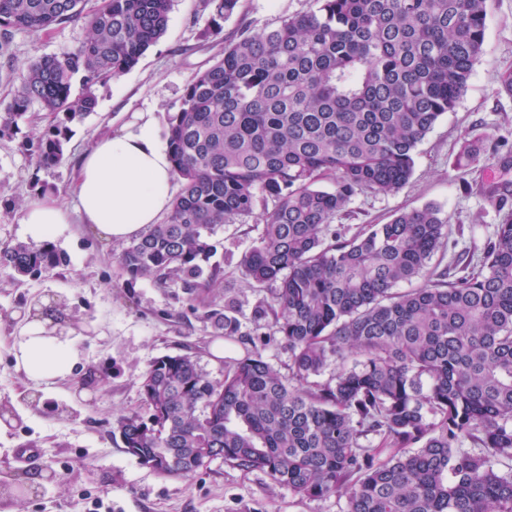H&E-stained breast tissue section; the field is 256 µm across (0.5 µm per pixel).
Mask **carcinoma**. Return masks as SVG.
<instances>
[{
	"label": "carcinoma",
	"mask_w": 512,
	"mask_h": 512,
	"mask_svg": "<svg viewBox=\"0 0 512 512\" xmlns=\"http://www.w3.org/2000/svg\"><path fill=\"white\" fill-rule=\"evenodd\" d=\"M88 2L0 0L5 39L87 27L73 51L30 63L0 112V138L35 102L55 116L37 137L43 167L63 160L93 88L163 36L172 0ZM201 2L216 39L240 0ZM486 18L487 0H317L273 30L241 28L189 84L166 132L180 190L119 267L208 290L224 275L216 227L261 210L238 267L250 287L271 286L255 318L291 363H270L264 333L243 338L235 298L205 307L212 335L247 346L220 381L191 353L149 365L143 411L116 421L140 464L186 479L221 459L309 499L346 492V512H512V214L473 269L432 264L448 250L434 206L348 239L333 224L356 194L407 184L417 145L467 88ZM483 192L504 205L512 187ZM63 264L50 242L0 245V267L19 276ZM263 331L271 334V336H268V340L269 337L271 340L265 347L266 356L272 364L281 370L282 373H288V364L290 363L288 350L284 348L280 341V337L274 333L273 328L267 327Z\"/></svg>",
	"instance_id": "1"
}]
</instances>
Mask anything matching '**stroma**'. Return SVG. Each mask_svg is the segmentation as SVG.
Segmentation results:
<instances>
[{
    "label": "stroma",
    "mask_w": 512,
    "mask_h": 512,
    "mask_svg": "<svg viewBox=\"0 0 512 512\" xmlns=\"http://www.w3.org/2000/svg\"><path fill=\"white\" fill-rule=\"evenodd\" d=\"M315 0H241L224 24L223 39L205 41L209 14L200 0H173L167 31L124 75L94 88L97 105L72 124L63 161L39 166L24 147L41 128L32 104L13 138L0 140V244L19 241L18 212L40 191L72 203L75 158L98 136L134 129L140 115H151L158 137H165L169 114L187 86L222 51L224 38L240 27L258 32L280 20L315 9ZM86 36L83 21L45 33L12 31L0 45V104L8 103L27 64L61 56ZM512 75V0H488L484 52L469 85L452 112L445 114L418 145L409 182L392 194L363 192L335 218L338 228L354 235L366 224H385L399 213L433 205L449 224L448 251L440 265L456 256L480 257L495 236L505 211L480 193V185L512 182V92L502 82ZM480 150L477 161L465 146ZM262 230L256 217H242L217 229V261L224 268L221 286L189 297L179 283L153 278L128 280L117 262V244L101 238L87 224L74 227L71 239L58 242L64 265L35 277L0 269V314L10 313L42 294L63 295L74 317L86 325L78 340L80 362L68 381L51 395L49 407L34 400V388L19 373L10 354L9 325L0 326V407L14 422L0 431V493L13 496L14 512H91L103 499L106 512H345L346 494L311 500L273 487L259 471H244L220 460L187 479L165 478L127 454L112 430L116 419L140 410L142 376L163 355L195 353L208 378L223 379V359L213 358L211 328L203 306L231 288L238 299L243 330H252L254 310L267 297L264 288L246 286L238 268ZM37 454L16 464L19 449ZM33 472L48 475L46 484L27 493L22 480Z\"/></svg>",
    "instance_id": "obj_1"
}]
</instances>
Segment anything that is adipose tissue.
Instances as JSON below:
<instances>
[{
  "label": "adipose tissue",
  "instance_id": "obj_1",
  "mask_svg": "<svg viewBox=\"0 0 512 512\" xmlns=\"http://www.w3.org/2000/svg\"><path fill=\"white\" fill-rule=\"evenodd\" d=\"M173 179L172 163L156 139L154 121L143 119L133 130L100 136L78 157L74 207L49 195L30 199L20 211V233L35 245L66 240L77 221L92 225L107 240L130 242L169 212ZM9 318L14 322L15 368L42 393L56 390L78 363L81 322L55 295L32 300Z\"/></svg>",
  "mask_w": 512,
  "mask_h": 512
}]
</instances>
